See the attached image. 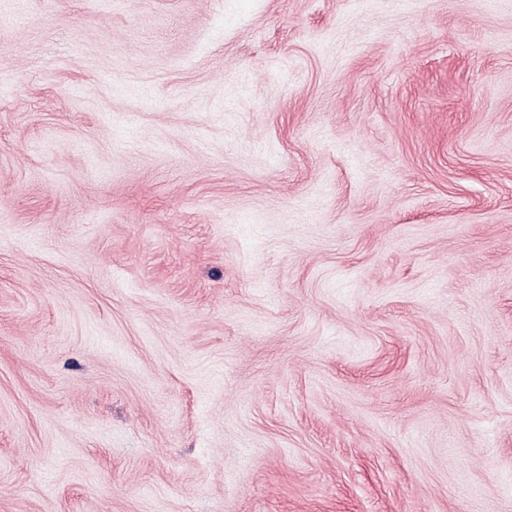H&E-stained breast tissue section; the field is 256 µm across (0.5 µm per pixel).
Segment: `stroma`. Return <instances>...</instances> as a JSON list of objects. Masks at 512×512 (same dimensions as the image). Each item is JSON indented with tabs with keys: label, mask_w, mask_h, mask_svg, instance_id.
Here are the masks:
<instances>
[{
	"label": "stroma",
	"mask_w": 512,
	"mask_h": 512,
	"mask_svg": "<svg viewBox=\"0 0 512 512\" xmlns=\"http://www.w3.org/2000/svg\"><path fill=\"white\" fill-rule=\"evenodd\" d=\"M0 512H512V0H0Z\"/></svg>",
	"instance_id": "1"
}]
</instances>
